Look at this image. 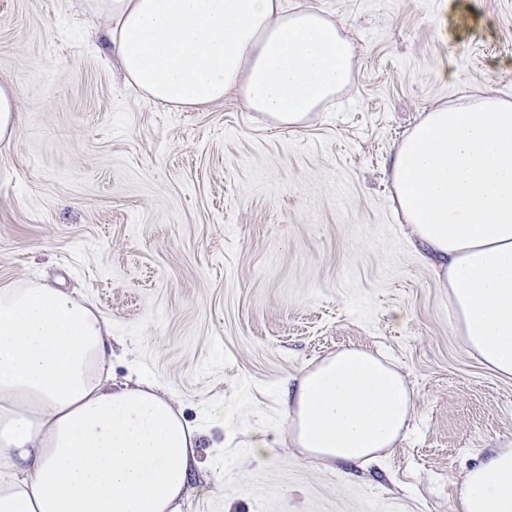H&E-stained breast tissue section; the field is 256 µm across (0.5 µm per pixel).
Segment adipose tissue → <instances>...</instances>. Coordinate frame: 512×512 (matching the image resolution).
<instances>
[{
    "label": "adipose tissue",
    "mask_w": 512,
    "mask_h": 512,
    "mask_svg": "<svg viewBox=\"0 0 512 512\" xmlns=\"http://www.w3.org/2000/svg\"><path fill=\"white\" fill-rule=\"evenodd\" d=\"M110 23L126 83L199 109L235 94L304 123L352 77L335 18L284 0H86ZM394 200L448 292L470 352L512 377V102L485 91L427 112L399 146ZM110 317L47 282L0 289V512H181L198 433L143 378L114 386ZM293 443L378 459L410 429L412 394L382 356L345 349L304 374ZM460 512H512V448L470 468Z\"/></svg>",
    "instance_id": "1"
}]
</instances>
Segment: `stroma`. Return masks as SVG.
Instances as JSON below:
<instances>
[{
	"instance_id": "35a3bbf8",
	"label": "stroma",
	"mask_w": 512,
	"mask_h": 512,
	"mask_svg": "<svg viewBox=\"0 0 512 512\" xmlns=\"http://www.w3.org/2000/svg\"><path fill=\"white\" fill-rule=\"evenodd\" d=\"M83 3L0 0V82L21 99L0 289L47 277L111 317L113 382L145 378L202 434L182 512H459L464 473L512 447V378L467 350L390 173L425 112L512 99V0H286L354 52L335 101L288 128L231 95L147 100ZM348 348L386 355L415 398L365 466L288 436L287 387Z\"/></svg>"
}]
</instances>
